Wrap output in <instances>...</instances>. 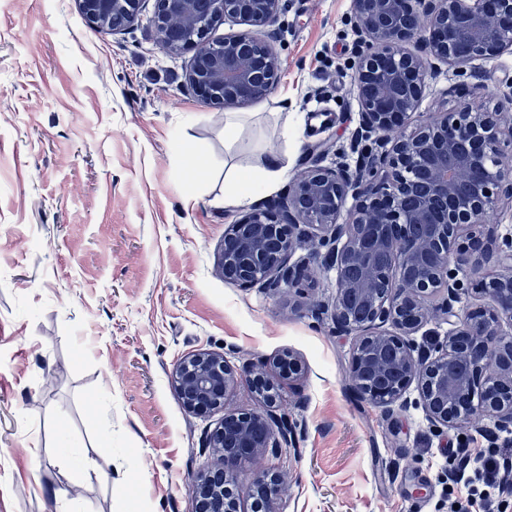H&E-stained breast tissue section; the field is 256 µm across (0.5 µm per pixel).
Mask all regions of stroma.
<instances>
[{
  "label": "stroma",
  "instance_id": "1",
  "mask_svg": "<svg viewBox=\"0 0 512 512\" xmlns=\"http://www.w3.org/2000/svg\"><path fill=\"white\" fill-rule=\"evenodd\" d=\"M352 0H287L274 43L278 84L246 105L233 150L224 108L184 89L193 53L163 48L146 22L91 27L77 0H0V512H192L190 484L224 411L181 406L179 360L223 353L239 374L224 410L265 412L245 373L293 350L303 377L272 411L299 444L269 448L239 475L273 470L280 512H512L466 457L503 455L484 433L432 427L409 387L390 408L347 386L353 337L327 314L320 268L299 288H240L217 271L228 224L226 165L276 160L287 180L311 146H348L361 104ZM512 49L458 67L436 63L416 110L507 108ZM112 446L99 453L100 443ZM85 449L72 492L64 448Z\"/></svg>",
  "mask_w": 512,
  "mask_h": 512
}]
</instances>
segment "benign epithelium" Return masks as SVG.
I'll return each instance as SVG.
<instances>
[{"label":"benign epithelium","instance_id":"benign-epithelium-1","mask_svg":"<svg viewBox=\"0 0 512 512\" xmlns=\"http://www.w3.org/2000/svg\"><path fill=\"white\" fill-rule=\"evenodd\" d=\"M142 0H79L89 23L121 34L141 20ZM285 0H154L149 25L169 50H194L186 80L206 104L238 107L272 93L281 69L272 43ZM246 29L210 37L225 19ZM356 36L355 84L362 104L351 140L330 166L331 145L311 148L306 167L280 201L259 203L224 231L218 270L242 288L289 290L316 264L335 273L330 306L336 328L356 337L348 382L360 399L391 406L412 383L437 428H477L482 420L512 430V234L498 246L482 238L498 194L512 197L509 112H434L415 119L432 61L462 66L512 49V0H353L345 18ZM468 39L460 54L448 31ZM408 127L399 138L390 132ZM349 218L341 221L348 200ZM421 232H413L414 227ZM306 254L293 259L297 251ZM495 254L497 270L476 284L484 302L454 309L464 278ZM435 314L450 322L445 340L417 354L410 337ZM293 379L303 366L291 350L274 362ZM247 376L264 402L277 389L264 366ZM178 397L196 414L224 409L238 381L221 353L199 350L174 369ZM296 426L268 414L224 413L209 437L213 458L191 485L195 512H240L229 490L242 466L265 448L293 446ZM278 476L248 486L264 512H279Z\"/></svg>","mask_w":512,"mask_h":512}]
</instances>
